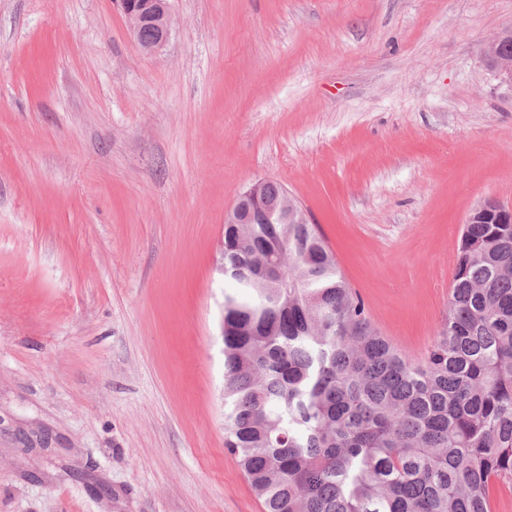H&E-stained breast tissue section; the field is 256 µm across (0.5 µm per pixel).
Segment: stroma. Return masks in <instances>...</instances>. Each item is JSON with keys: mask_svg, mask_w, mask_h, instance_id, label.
I'll use <instances>...</instances> for the list:
<instances>
[{"mask_svg": "<svg viewBox=\"0 0 512 512\" xmlns=\"http://www.w3.org/2000/svg\"><path fill=\"white\" fill-rule=\"evenodd\" d=\"M0 0V512H264L224 446V217L258 179L425 354L512 209V0ZM47 450L23 453L25 439ZM116 2L120 5L132 35L145 55H154L169 41L173 29L170 0ZM146 27H151L153 33L150 30L144 31ZM142 33L145 40L142 39ZM509 38H512V26L485 40L480 46V54L500 76L512 81V50L505 49Z\"/></svg>", "mask_w": 512, "mask_h": 512, "instance_id": "stroma-1", "label": "stroma"}]
</instances>
